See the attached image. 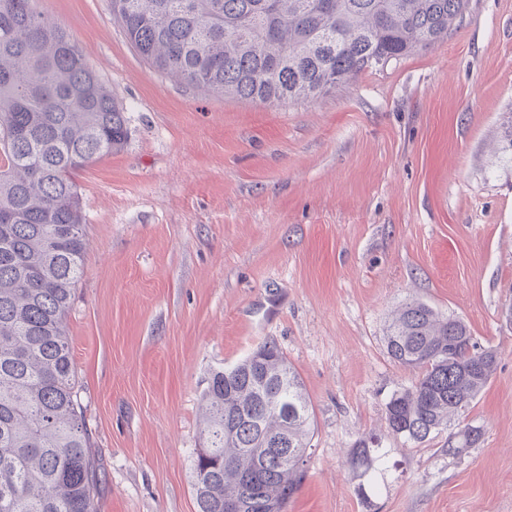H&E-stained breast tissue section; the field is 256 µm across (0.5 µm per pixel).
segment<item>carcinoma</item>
<instances>
[{
  "label": "carcinoma",
  "instance_id": "obj_1",
  "mask_svg": "<svg viewBox=\"0 0 512 512\" xmlns=\"http://www.w3.org/2000/svg\"><path fill=\"white\" fill-rule=\"evenodd\" d=\"M468 0H111L151 67L201 92L280 106L314 100L448 37ZM122 108L69 33L0 0V512H94L99 470L81 423L64 320L85 260L75 174L123 147ZM418 371L386 406L389 432L415 442L486 387L498 353L460 318L411 300L384 337ZM198 512H284L299 490L314 416L273 340L211 372L201 398ZM482 430L448 434V455Z\"/></svg>",
  "mask_w": 512,
  "mask_h": 512
}]
</instances>
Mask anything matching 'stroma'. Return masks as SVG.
I'll return each instance as SVG.
<instances>
[{"label":"stroma","instance_id":"obj_1","mask_svg":"<svg viewBox=\"0 0 512 512\" xmlns=\"http://www.w3.org/2000/svg\"><path fill=\"white\" fill-rule=\"evenodd\" d=\"M127 117L124 147L75 177L86 254L66 316L101 465L95 512H197L192 468L212 370L267 339L314 415L287 512H512V0H469L446 40L314 101L209 96L154 71L111 0H34ZM417 299L498 352L447 431L389 434L417 372L393 363L392 312ZM380 441L371 463L350 451ZM482 438L479 427L467 426L464 429L448 434V456L462 454L467 448H473Z\"/></svg>","mask_w":512,"mask_h":512}]
</instances>
